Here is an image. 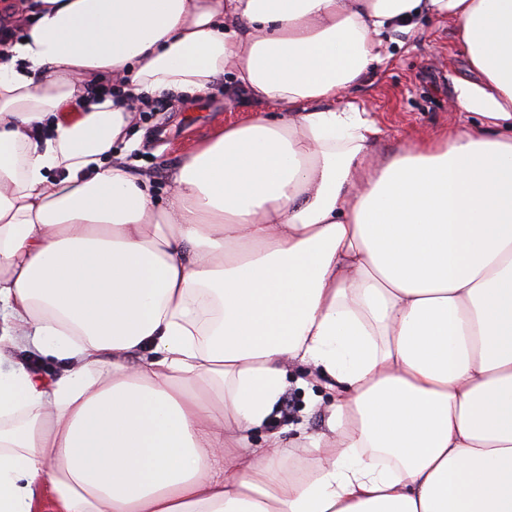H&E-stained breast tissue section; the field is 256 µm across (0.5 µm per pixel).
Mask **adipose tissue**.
Listing matches in <instances>:
<instances>
[{
  "instance_id": "obj_1",
  "label": "adipose tissue",
  "mask_w": 512,
  "mask_h": 512,
  "mask_svg": "<svg viewBox=\"0 0 512 512\" xmlns=\"http://www.w3.org/2000/svg\"><path fill=\"white\" fill-rule=\"evenodd\" d=\"M0 44V512H512V0H21ZM456 24L458 122L384 161L347 95ZM261 104L165 201L132 105ZM120 82L104 101L88 86ZM297 363L326 430L254 446ZM4 367L10 365H24L29 371L44 377H54L64 369L63 362L55 357L33 355L22 347H11L4 350Z\"/></svg>"
}]
</instances>
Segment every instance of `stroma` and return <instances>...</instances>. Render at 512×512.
<instances>
[{"instance_id":"1","label":"stroma","mask_w":512,"mask_h":512,"mask_svg":"<svg viewBox=\"0 0 512 512\" xmlns=\"http://www.w3.org/2000/svg\"><path fill=\"white\" fill-rule=\"evenodd\" d=\"M469 72L452 19L425 15L413 32H391L385 59L350 94L351 101L370 112L383 131L374 152L391 155L458 121L459 113L449 109L454 96L452 79ZM229 88L227 79L221 78L194 106H186L181 96L168 94L155 99L154 111L137 113L134 128L142 136L126 159L133 170L150 176L156 198L171 193L174 172L197 143L208 139L216 128L248 119L258 111V104L230 95ZM306 374V368L289 365L285 395L292 399L294 411L287 417L281 409H274L266 426L255 432V440L272 432L294 440L303 433L325 431L331 398L322 382L299 385V378Z\"/></svg>"}]
</instances>
